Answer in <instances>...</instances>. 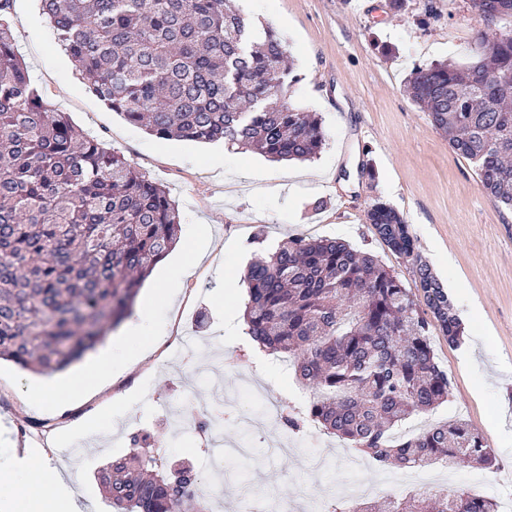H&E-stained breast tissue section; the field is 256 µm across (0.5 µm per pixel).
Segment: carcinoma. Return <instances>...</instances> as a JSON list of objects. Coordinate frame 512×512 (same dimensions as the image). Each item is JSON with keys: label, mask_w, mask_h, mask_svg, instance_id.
Segmentation results:
<instances>
[{"label": "carcinoma", "mask_w": 512, "mask_h": 512, "mask_svg": "<svg viewBox=\"0 0 512 512\" xmlns=\"http://www.w3.org/2000/svg\"><path fill=\"white\" fill-rule=\"evenodd\" d=\"M88 88L114 112L161 139L222 141L272 161L311 160L321 119L291 104V67L272 27L235 0H39ZM487 28L461 69L416 67L408 94L485 191L512 210V0H484ZM370 223L396 254L417 262L419 287L448 342L460 320L419 263L404 216L377 200ZM181 218L165 186L80 133L34 87L0 22V360L35 374L80 360L134 309L154 266L173 248ZM247 335L291 362L312 389L294 431L321 425L379 466L471 464L492 471L495 450L462 418L410 435L408 422L448 401L430 323L394 270L337 237L295 234L244 275ZM98 472L114 512H210L192 468L175 478L149 435ZM330 512H378L375 501ZM386 512H497L466 489L393 497Z\"/></svg>", "instance_id": "cac0c4a2"}]
</instances>
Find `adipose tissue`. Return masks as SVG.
<instances>
[{
  "mask_svg": "<svg viewBox=\"0 0 512 512\" xmlns=\"http://www.w3.org/2000/svg\"><path fill=\"white\" fill-rule=\"evenodd\" d=\"M155 310L156 303L153 298H146L140 318L126 327L123 338L112 342L96 358L83 364L67 382H51L31 390L30 399L45 405L57 402L65 394L92 391L105 372L120 370L130 361L127 337H143L146 348H153L160 339V326L155 320ZM0 512L91 510L60 471L41 465L30 456H13L0 462Z\"/></svg>",
  "mask_w": 512,
  "mask_h": 512,
  "instance_id": "ef3b65f1",
  "label": "adipose tissue"
}]
</instances>
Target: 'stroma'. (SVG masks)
<instances>
[{
    "mask_svg": "<svg viewBox=\"0 0 512 512\" xmlns=\"http://www.w3.org/2000/svg\"><path fill=\"white\" fill-rule=\"evenodd\" d=\"M248 17L266 23L286 41L293 61L287 97L320 113L324 145L310 161H271L222 143L164 140L128 123L89 90L58 42L36 0H13L5 16L32 84L73 124L123 154L176 201L182 230L168 261L196 259L180 282L176 303L163 309L167 340L153 353L133 357L125 372L87 400L48 409L26 399L35 374L0 363V459L32 450L69 469L94 512H113L97 478L102 463L129 455L130 435L146 430L169 462L208 472L228 444L249 441L240 480L288 498L299 512L350 481L375 483L374 498L405 495L411 488L395 468L365 460L354 471L352 450L324 433L319 445L271 455L286 428L265 417L258 402L241 396L252 421L242 434L235 415L213 439L174 433V416L192 420L209 405L208 375L225 389L244 381L263 385L271 398L309 399L281 362L245 333L244 269L254 257L289 235L339 236L374 254L406 288L416 268L392 252L368 217L382 200L403 214L415 251L450 291L464 327L461 345H449L438 326L430 336L437 362L448 374L450 395L437 415L460 417L497 454L491 472L453 468L454 487L486 483L484 497L512 500V211L489 196L474 168L406 91L412 69L436 62L467 65L484 22L468 0H259ZM262 243H252L255 233ZM75 434L61 436L63 425Z\"/></svg>",
    "mask_w": 512,
    "mask_h": 512,
    "instance_id": "stroma-1",
    "label": "stroma"
}]
</instances>
